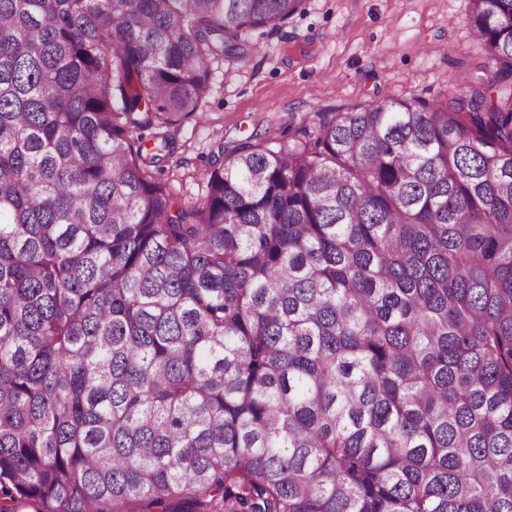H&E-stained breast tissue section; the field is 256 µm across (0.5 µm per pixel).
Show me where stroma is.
<instances>
[{"mask_svg":"<svg viewBox=\"0 0 512 512\" xmlns=\"http://www.w3.org/2000/svg\"><path fill=\"white\" fill-rule=\"evenodd\" d=\"M469 0H306L277 29L247 31L248 64L212 61L203 117L176 128L161 177L183 205L240 143L284 140L319 112L380 97L446 102L453 75L496 82L473 46Z\"/></svg>","mask_w":512,"mask_h":512,"instance_id":"1","label":"stroma"}]
</instances>
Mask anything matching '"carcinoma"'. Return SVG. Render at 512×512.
Masks as SVG:
<instances>
[{
    "instance_id": "carcinoma-1",
    "label": "carcinoma",
    "mask_w": 512,
    "mask_h": 512,
    "mask_svg": "<svg viewBox=\"0 0 512 512\" xmlns=\"http://www.w3.org/2000/svg\"><path fill=\"white\" fill-rule=\"evenodd\" d=\"M304 3L0 0V512H512V0L493 92L156 176Z\"/></svg>"
}]
</instances>
